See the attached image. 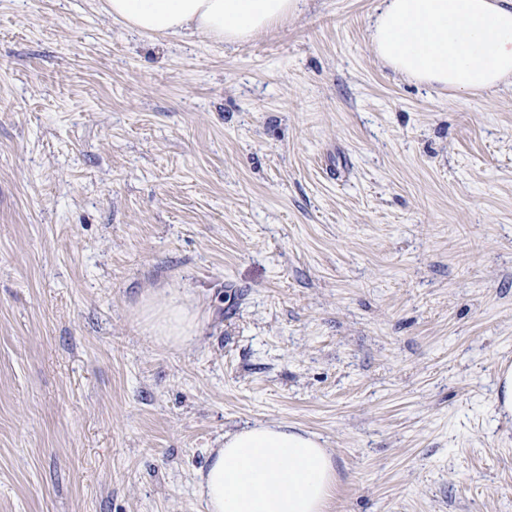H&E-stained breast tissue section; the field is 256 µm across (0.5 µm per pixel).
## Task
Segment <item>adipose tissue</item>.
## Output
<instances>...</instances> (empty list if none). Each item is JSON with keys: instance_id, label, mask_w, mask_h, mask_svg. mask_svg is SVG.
I'll list each match as a JSON object with an SVG mask.
<instances>
[{"instance_id": "1", "label": "adipose tissue", "mask_w": 512, "mask_h": 512, "mask_svg": "<svg viewBox=\"0 0 512 512\" xmlns=\"http://www.w3.org/2000/svg\"><path fill=\"white\" fill-rule=\"evenodd\" d=\"M306 0H106L114 21L145 35L201 36L221 45L247 40L289 17ZM369 37L377 58L399 75L464 93L512 84V0H380ZM155 336L182 344L198 335L188 295L163 305L145 299ZM336 467L318 438L257 423L226 432L199 471L205 512H326Z\"/></svg>"}]
</instances>
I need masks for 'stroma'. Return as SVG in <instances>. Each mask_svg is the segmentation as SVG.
Listing matches in <instances>:
<instances>
[{"mask_svg": "<svg viewBox=\"0 0 512 512\" xmlns=\"http://www.w3.org/2000/svg\"><path fill=\"white\" fill-rule=\"evenodd\" d=\"M104 5L0 0V512H204L259 422L328 449L327 512H512V84L393 73L378 0L224 46ZM142 314L155 336L171 344H183L199 333V313L188 295L169 290L163 305L157 306L151 298L142 305Z\"/></svg>", "mask_w": 512, "mask_h": 512, "instance_id": "1", "label": "stroma"}]
</instances>
